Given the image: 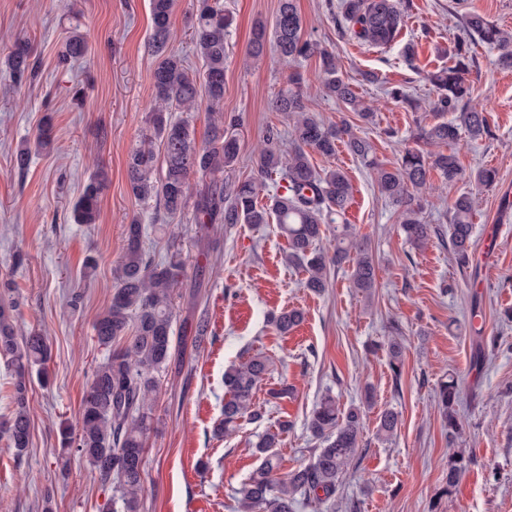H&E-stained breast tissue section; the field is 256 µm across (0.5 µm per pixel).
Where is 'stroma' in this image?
Here are the masks:
<instances>
[{"label": "stroma", "instance_id": "35a3bbf8", "mask_svg": "<svg viewBox=\"0 0 512 512\" xmlns=\"http://www.w3.org/2000/svg\"><path fill=\"white\" fill-rule=\"evenodd\" d=\"M328 2L297 0L304 32L333 52L343 76L374 105V122L363 123L326 99L318 58L296 68L272 51L261 64L247 61L256 22H273L278 0H224L233 17L224 117L236 120L241 134L233 178L254 175L255 154L269 127L289 134L291 121L270 101L292 70L304 77L310 112L327 124L349 122L390 167L404 149L415 147V127L441 116L387 98L383 84H403L415 98L434 99L426 75L447 64L455 40L467 39L464 17L470 11L512 31V0H405L400 36L390 47L375 48L339 31ZM75 28L88 37L90 60L61 63L62 43ZM150 33L149 0H0V51L23 38L37 63L36 78L19 86L0 68V283L10 282L18 301V332H41L50 346L48 379L34 383L29 397L28 454L16 457L0 436V512H41L47 496L53 512H101L109 496L84 461L62 452L59 431L75 422L93 369L107 356L92 324L110 304L124 226L135 218L149 228L147 247L180 252L184 261L177 321L208 322L202 349L185 350L180 371L161 379L142 512H236L235 491L261 462L254 450L258 434L288 422L278 450L282 468L308 463L318 445L307 427L316 399L329 390L347 408L361 404L368 389L374 404L364 412L362 447L340 477L337 498L301 512H429L446 482L441 463L448 455V427L435 394L450 375L460 385L456 445L473 462L438 512H512V221H503L499 207L503 188L512 186V71L498 67L497 50L474 44L470 76L475 99L492 105L491 133L458 149L466 175L484 167L498 171L497 183L480 189L473 217L475 244L494 226L496 247L469 268L459 267L438 242L415 249L370 169L345 148L328 158L313 155L317 168L342 170L352 186L347 219L368 239L378 263L377 288L368 301L352 288L347 265L332 270L325 292L305 288V274L286 262L288 243L274 224H239L200 243L188 210L164 232H153L163 218L153 204L131 197L127 177L130 151L150 133ZM408 44L416 53L411 64L403 57ZM367 72L376 73L378 83L364 81ZM45 124L50 146L33 153L28 169L18 172L17 146ZM99 168L109 179L99 220L73 223L72 204ZM90 254L98 268L88 277L83 263ZM206 264L216 274L198 279L197 267ZM73 290L83 294L75 312L66 304ZM293 308L303 312V322L279 335L271 315ZM489 336L498 337L496 349L474 364ZM394 337L404 347L397 376L387 355ZM258 352L274 368L257 394L262 420H245L235 433L214 436L226 397L225 370ZM387 408L399 413L401 423L394 437L381 441L376 418Z\"/></svg>", "mask_w": 512, "mask_h": 512}]
</instances>
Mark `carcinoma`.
I'll list each match as a JSON object with an SVG mask.
<instances>
[{
    "mask_svg": "<svg viewBox=\"0 0 512 512\" xmlns=\"http://www.w3.org/2000/svg\"><path fill=\"white\" fill-rule=\"evenodd\" d=\"M198 2L193 40L202 72L195 77L181 55L170 48L173 0H150L152 31L147 47L157 59L150 115L153 133L130 152L131 195L137 201L155 202L156 211L166 218L180 216L192 207L202 238L215 224L224 225V231L229 232L238 224L275 223L288 240V262L307 273L305 288L322 293L328 286L331 269L350 261L351 287L371 298L378 268L369 243L346 220L350 182L339 169L317 170L310 152L330 157L335 155L337 144L344 143L373 169L378 192L397 209L399 224L410 243L417 249L427 247L437 231L427 222L417 193L426 188L433 170L449 184L462 180L457 147L490 133L488 115L492 106L473 98L469 75L475 58L470 44L465 40L455 42L448 66L428 74L436 88V101L414 104V109L423 112L431 109L452 114L449 120L419 127L417 139L439 151L408 148L397 166L384 167L374 160L372 143L357 135L348 122L326 125L308 111L301 89L303 77L296 70L289 75L287 87L271 102L272 109L293 121L288 150L279 146V131L269 129L265 146L255 159L256 175L226 182L224 172L236 165L240 150L235 123L224 120V59L232 17L224 12L223 0ZM336 9L337 24L347 26L364 44L387 47L399 36L404 11L401 0H339ZM465 25L479 42L497 49L502 69L512 70L511 33L475 11L465 16ZM270 45L292 64L319 56L325 96L349 108L361 121H374V110L363 105L356 87L339 75L335 55L304 37L296 0H279L272 30H267L263 21L256 24L247 59L254 64L262 62ZM88 53L86 34L75 29L65 42L62 62L83 59ZM3 63L19 83L37 74L26 42L15 43ZM203 102L210 112V130L208 140L199 146L188 120L175 118L172 113L193 112ZM48 143V131L44 129L34 142H22L14 154L15 167L27 169L32 149ZM444 147L448 151H442ZM195 176L207 177L210 182L191 201L188 186ZM104 185L102 173L90 176L73 205L74 223H97ZM269 186L272 191L268 203H259L261 192ZM476 203L477 193L465 191L454 198L448 211V248L463 267L473 255ZM144 238V225L136 220L126 225L112 300L93 324L98 344L109 353L94 370L75 425L64 424L60 429L62 448L84 460L98 473L102 484L111 485L106 512H140L158 377L169 371L175 356V288L184 275V263L177 255L164 263L155 262L145 248ZM15 307L14 301L0 298V357L10 370L13 388L12 410L0 418V436L7 438L21 458L30 443L29 391L33 379L46 380L49 346L39 332L17 336L11 320ZM302 320V311L286 309L272 317V324L286 336ZM187 332L189 335L180 340L201 349L207 338V320L198 318L187 326ZM388 357L394 377H400L403 347L395 338L388 344ZM271 372L269 358L261 353L224 372L229 398L224 401L223 418L215 426L216 433L230 435L240 421L262 418L256 392ZM458 401L459 384L451 376L437 389V405L448 425L450 446L459 435ZM362 419V407L344 410L331 392L322 394L308 419V429L320 441V447L308 464L286 472L281 471L276 448L288 424L258 435L255 449L263 459L236 491L238 512H296L303 503L311 505L335 498L341 474L358 455ZM399 424L397 412L383 410L377 417V436L392 438ZM470 463L471 456L463 448L448 453L443 463L447 470L444 493L451 492Z\"/></svg>",
    "mask_w": 512,
    "mask_h": 512,
    "instance_id": "carcinoma-1",
    "label": "carcinoma"
}]
</instances>
